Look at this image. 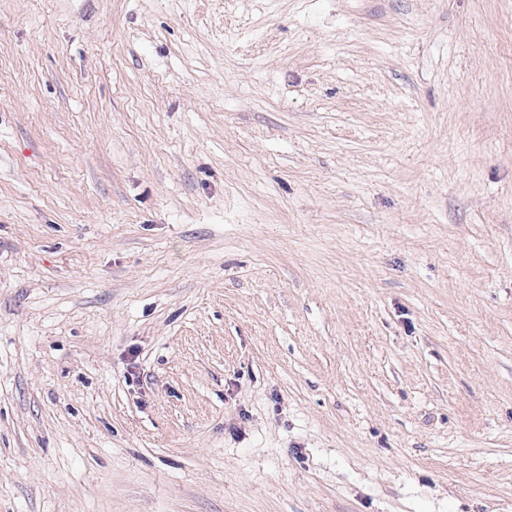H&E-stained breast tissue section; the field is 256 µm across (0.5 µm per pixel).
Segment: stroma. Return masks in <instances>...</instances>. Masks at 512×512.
<instances>
[{
  "label": "stroma",
  "mask_w": 512,
  "mask_h": 512,
  "mask_svg": "<svg viewBox=\"0 0 512 512\" xmlns=\"http://www.w3.org/2000/svg\"><path fill=\"white\" fill-rule=\"evenodd\" d=\"M0 512H512V0H0Z\"/></svg>",
  "instance_id": "stroma-1"
}]
</instances>
